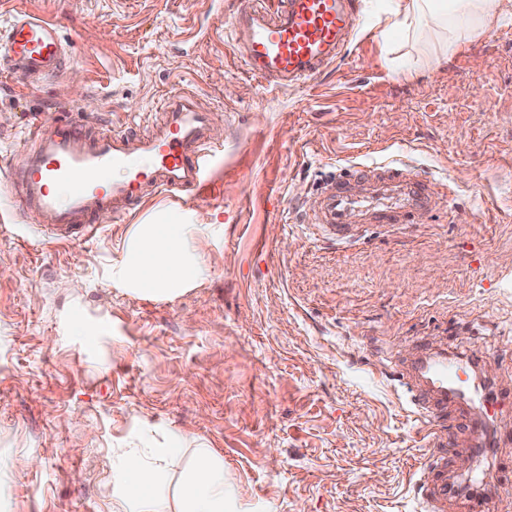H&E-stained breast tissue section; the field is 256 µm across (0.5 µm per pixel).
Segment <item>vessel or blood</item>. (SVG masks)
I'll use <instances>...</instances> for the list:
<instances>
[{"mask_svg": "<svg viewBox=\"0 0 512 512\" xmlns=\"http://www.w3.org/2000/svg\"><path fill=\"white\" fill-rule=\"evenodd\" d=\"M357 17L356 0H246L226 23L228 45L254 76L282 86L304 83L342 57ZM0 52L30 83L61 72L70 60L59 23L23 11L0 26ZM162 108L163 122L147 136L113 131L90 139L73 120L51 116L35 123L25 141L26 163L12 174L24 213L39 216L54 238L70 243L94 233L96 217L127 214L136 199L201 190L211 115L183 90L167 95ZM322 195L311 222L341 239L352 228L350 210H360L369 224H408L447 199L404 164L343 168ZM480 361V355L441 347L416 350L405 362L411 404L430 436L467 417L469 403L480 404L482 417H467L477 459L496 445L489 427L503 406L494 384H462V375ZM419 483L425 512H445L448 474L440 459ZM503 502V491L487 485L470 496L467 512H500Z\"/></svg>", "mask_w": 512, "mask_h": 512, "instance_id": "obj_1", "label": "vessel or blood"}]
</instances>
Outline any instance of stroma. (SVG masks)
<instances>
[{
  "label": "stroma",
  "mask_w": 512,
  "mask_h": 512,
  "mask_svg": "<svg viewBox=\"0 0 512 512\" xmlns=\"http://www.w3.org/2000/svg\"><path fill=\"white\" fill-rule=\"evenodd\" d=\"M243 0H0L63 26L70 63L25 83L0 54V512H112L123 452L180 437L224 463L232 512H422L432 453L400 363L474 350L512 385V18L448 61L393 54L385 0L316 79L275 86L225 43ZM211 114L197 195H160L85 240L24 216L9 172L63 110L149 134L175 88ZM399 160L452 194L346 243L308 222L342 167ZM188 210L208 268L151 299L108 270L137 224ZM104 321L75 337L73 318Z\"/></svg>",
  "instance_id": "obj_1"
}]
</instances>
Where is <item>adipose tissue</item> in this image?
I'll use <instances>...</instances> for the list:
<instances>
[{"label":"adipose tissue","mask_w":512,"mask_h":512,"mask_svg":"<svg viewBox=\"0 0 512 512\" xmlns=\"http://www.w3.org/2000/svg\"><path fill=\"white\" fill-rule=\"evenodd\" d=\"M387 29L427 58L447 59L461 45L512 14V0H388ZM188 214L171 209L137 225L110 269L112 285L158 299L178 297L204 275L199 254L188 243ZM181 449H154L149 460L129 461L113 512H228L224 463L205 446L188 461Z\"/></svg>","instance_id":"1"}]
</instances>
